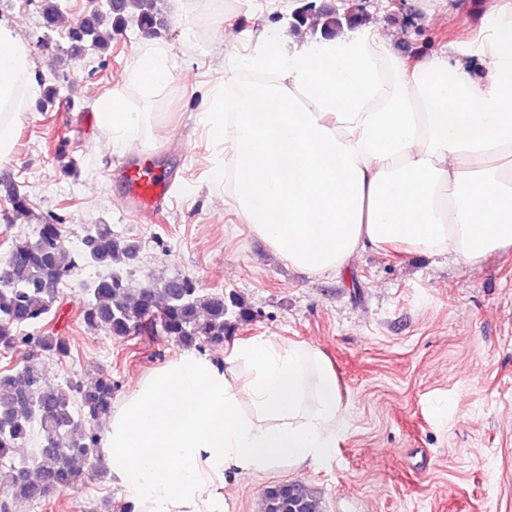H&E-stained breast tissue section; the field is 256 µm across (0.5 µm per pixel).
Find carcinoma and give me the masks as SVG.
I'll return each mask as SVG.
<instances>
[{
    "label": "carcinoma",
    "instance_id": "cac0c4a2",
    "mask_svg": "<svg viewBox=\"0 0 512 512\" xmlns=\"http://www.w3.org/2000/svg\"><path fill=\"white\" fill-rule=\"evenodd\" d=\"M129 13L136 15L141 29L157 25L154 0H111L107 12L93 11L69 31V37L77 43L89 41L105 53L108 42L100 27L109 19L121 29ZM61 16L59 0H42V28H58ZM296 21L308 22L326 36L336 35L343 27L342 17L335 13L300 14ZM7 193L13 211L29 213L26 193L14 185L7 186ZM135 254V248L109 224L91 225L82 247L71 250L53 215L41 217L35 237L16 239L10 246V261L0 277V352L22 348L25 361L16 371L0 372V460L12 457L32 437L39 438L34 459L0 477V484L9 488L15 499L41 501L84 480L85 468L99 443L91 424L111 411L116 389L112 375L105 373L89 384L72 378L64 388L46 378L39 364L43 354L62 359L71 354L63 336L24 333V329L44 322L59 301L58 291L47 286L50 280L64 282L86 265L111 270L89 288L81 319L88 328L117 337L156 333L174 337L187 348L202 339L222 344L225 334L234 328L228 315L234 313L243 320L250 315L241 296L204 293L188 275L132 287L122 267L129 265ZM259 509L319 512V499L307 484L283 481L264 489Z\"/></svg>",
    "mask_w": 512,
    "mask_h": 512
}]
</instances>
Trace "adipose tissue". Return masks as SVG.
<instances>
[{"mask_svg":"<svg viewBox=\"0 0 512 512\" xmlns=\"http://www.w3.org/2000/svg\"><path fill=\"white\" fill-rule=\"evenodd\" d=\"M486 43L409 61L376 19L334 39L281 30L242 54L264 75L215 92L202 116L223 143L215 189L294 269L342 272L359 252L445 254L476 264L512 248V11ZM23 39L0 23V160L40 93ZM131 79H169L164 50L142 52ZM108 146L149 122L119 92L97 105ZM348 426L336 374L312 347L233 345L224 361L185 350L111 412L96 450L136 512H225L224 476L327 461Z\"/></svg>","mask_w":512,"mask_h":512,"instance_id":"obj_1","label":"adipose tissue"}]
</instances>
